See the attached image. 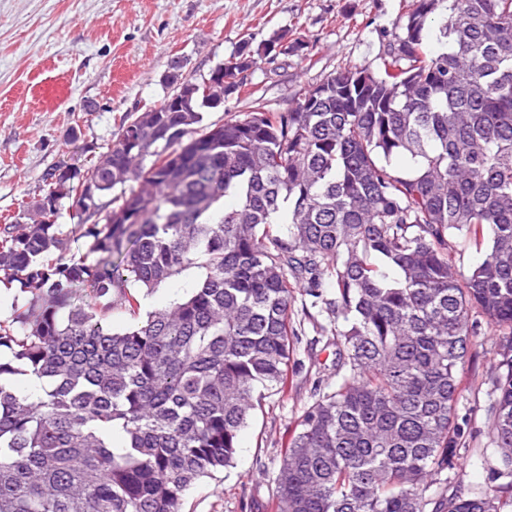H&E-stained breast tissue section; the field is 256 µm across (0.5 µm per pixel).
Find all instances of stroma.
Masks as SVG:
<instances>
[{
	"instance_id": "35a3bbf8",
	"label": "stroma",
	"mask_w": 512,
	"mask_h": 512,
	"mask_svg": "<svg viewBox=\"0 0 512 512\" xmlns=\"http://www.w3.org/2000/svg\"><path fill=\"white\" fill-rule=\"evenodd\" d=\"M406 0H0V225L48 189L59 166L87 168L117 143L126 115L159 104L179 63L201 79L243 41L258 48L243 81L265 108L285 111L341 66L378 68ZM299 37L303 54L265 53L280 33ZM295 293L288 384L265 395L240 433L231 467L186 494L184 512H270L268 502L285 448L318 390L334 384L336 346L317 334ZM497 338L482 329L463 370L458 412L475 427L449 475L483 486L497 453L485 424Z\"/></svg>"
}]
</instances>
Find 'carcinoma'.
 <instances>
[{"instance_id":"obj_1","label":"carcinoma","mask_w":512,"mask_h":512,"mask_svg":"<svg viewBox=\"0 0 512 512\" xmlns=\"http://www.w3.org/2000/svg\"><path fill=\"white\" fill-rule=\"evenodd\" d=\"M398 28L378 69L341 68L288 111L205 125L200 92L166 111L174 88L125 117L66 191L50 173L0 228V274L27 294L0 321V512H183L192 486L233 463L258 390L287 386L297 288L329 319L336 382L282 456L271 512H502L512 0H409ZM85 175L103 223L66 229L44 200L87 214ZM458 235L481 253L466 274L449 256ZM193 268L188 295L112 328L113 310L137 314L133 286ZM474 310L499 356L485 408L498 465L478 491L444 478L471 422L456 406Z\"/></svg>"}]
</instances>
